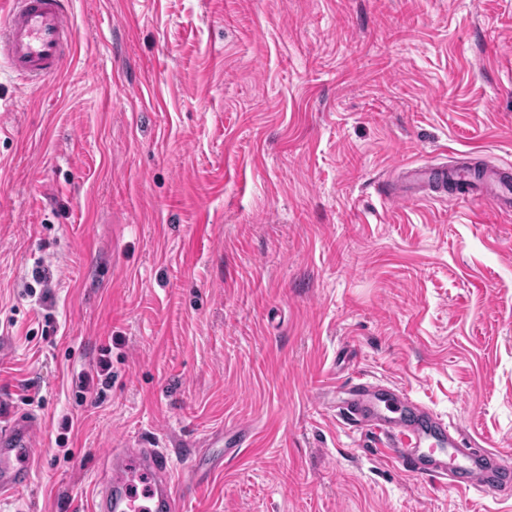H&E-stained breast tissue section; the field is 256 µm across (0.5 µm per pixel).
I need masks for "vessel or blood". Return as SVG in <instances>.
Returning <instances> with one entry per match:
<instances>
[{
    "label": "vessel or blood",
    "mask_w": 512,
    "mask_h": 512,
    "mask_svg": "<svg viewBox=\"0 0 512 512\" xmlns=\"http://www.w3.org/2000/svg\"><path fill=\"white\" fill-rule=\"evenodd\" d=\"M74 37L68 0H9L0 23V57L24 79L47 84L67 65ZM418 198L456 203L476 199L512 210V165L480 171L404 161L398 166ZM339 413L357 428L372 431L382 452L403 470L444 480L449 487L505 495L512 462L449 430L430 410L387 385L358 376L342 381ZM38 423L15 415L0 426V497L30 480ZM180 494L168 453L160 448H118L103 469L92 512H179Z\"/></svg>",
    "instance_id": "b4317fda"
}]
</instances>
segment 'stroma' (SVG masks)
Here are the masks:
<instances>
[{"instance_id": "35a3bbf8", "label": "stroma", "mask_w": 512, "mask_h": 512, "mask_svg": "<svg viewBox=\"0 0 512 512\" xmlns=\"http://www.w3.org/2000/svg\"><path fill=\"white\" fill-rule=\"evenodd\" d=\"M69 8L49 89L0 67V424L40 420L0 512H89L122 442L179 471L208 444L184 512H512L384 459L335 392L512 457V213L385 196L404 158L512 163V0ZM101 357L98 359L94 368L93 374L86 373L81 377L80 388L86 390L90 383L94 382L95 377L97 378L98 384L107 385L112 380V360L110 358V349H104Z\"/></svg>"}]
</instances>
